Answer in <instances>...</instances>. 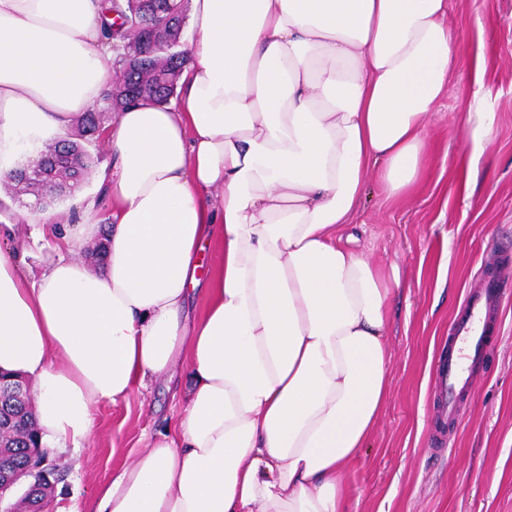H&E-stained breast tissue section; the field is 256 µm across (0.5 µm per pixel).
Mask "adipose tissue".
Returning a JSON list of instances; mask_svg holds the SVG:
<instances>
[{
	"instance_id": "obj_1",
	"label": "adipose tissue",
	"mask_w": 512,
	"mask_h": 512,
	"mask_svg": "<svg viewBox=\"0 0 512 512\" xmlns=\"http://www.w3.org/2000/svg\"><path fill=\"white\" fill-rule=\"evenodd\" d=\"M99 0H0V181L22 137L65 135L108 87ZM448 0H191L177 100L106 126L107 225L0 226V370L36 392L42 447L190 352L183 414L95 512H345L343 472L389 397L386 276L344 244L368 181L425 179L460 47ZM106 237L105 263L79 260ZM48 256L23 274L28 241ZM221 260L185 323L205 245Z\"/></svg>"
}]
</instances>
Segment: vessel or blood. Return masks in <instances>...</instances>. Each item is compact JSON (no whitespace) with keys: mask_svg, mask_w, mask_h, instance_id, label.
Returning <instances> with one entry per match:
<instances>
[{"mask_svg":"<svg viewBox=\"0 0 512 512\" xmlns=\"http://www.w3.org/2000/svg\"><path fill=\"white\" fill-rule=\"evenodd\" d=\"M501 298L496 276H486L468 294L463 311L448 338V360L441 366L440 384L449 415H456L460 399L469 392L484 354L490 347L487 319Z\"/></svg>","mask_w":512,"mask_h":512,"instance_id":"1","label":"vessel or blood"}]
</instances>
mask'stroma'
<instances>
[{"label":"stroma","instance_id":"35a3bbf8","mask_svg":"<svg viewBox=\"0 0 512 512\" xmlns=\"http://www.w3.org/2000/svg\"><path fill=\"white\" fill-rule=\"evenodd\" d=\"M461 46L430 112L428 181L411 196L365 197L356 246L401 285L388 304L390 396L345 472L348 512H512V0H449ZM488 66L475 85L470 55ZM491 132L475 134L476 113ZM494 274L506 290L487 352L454 423L437 374L466 295ZM187 352L172 376L93 408L82 448L51 454V506L91 512L99 490L183 409Z\"/></svg>","mask_w":512,"mask_h":512}]
</instances>
